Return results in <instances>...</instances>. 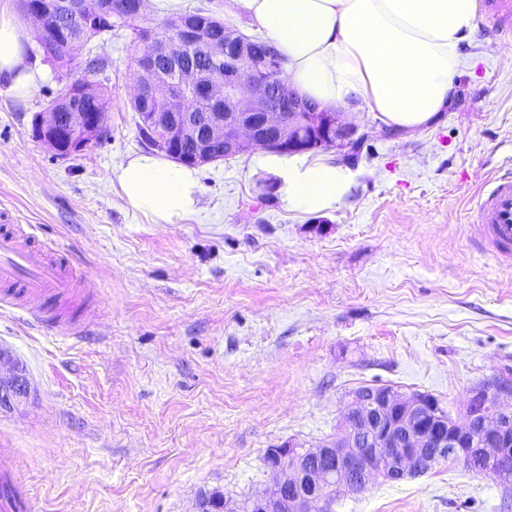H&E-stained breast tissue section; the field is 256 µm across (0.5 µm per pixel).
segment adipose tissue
I'll return each instance as SVG.
<instances>
[{"mask_svg":"<svg viewBox=\"0 0 512 512\" xmlns=\"http://www.w3.org/2000/svg\"><path fill=\"white\" fill-rule=\"evenodd\" d=\"M287 66L297 92L348 112L367 106L384 125L415 132L450 104L462 52L476 28V0H234ZM29 31L0 0V76L27 97L43 77L25 53ZM289 208L327 212L349 198L354 171L298 153L268 154ZM121 195L159 224L200 209L196 169L143 153L112 168Z\"/></svg>","mask_w":512,"mask_h":512,"instance_id":"adipose-tissue-1","label":"adipose tissue"}]
</instances>
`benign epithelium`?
Wrapping results in <instances>:
<instances>
[{"label": "benign epithelium", "mask_w": 512, "mask_h": 512, "mask_svg": "<svg viewBox=\"0 0 512 512\" xmlns=\"http://www.w3.org/2000/svg\"><path fill=\"white\" fill-rule=\"evenodd\" d=\"M109 7L106 0H30L28 18L41 32L46 13L55 8L88 26ZM198 40L190 20L179 22V36L173 39L152 33L145 37L133 94L146 103L165 104V111L151 113L149 120L156 144L189 143L194 161L206 162L220 143L232 158L255 150L308 153L328 146L346 156L359 140L370 137L344 112L306 99L284 79L261 86L235 30H224L222 41L204 40L206 58L231 70V77L221 81L209 71L182 67V54ZM234 45L238 52L233 56ZM159 59L169 61L171 68L157 69ZM198 102L207 104V111H195ZM105 130L103 112L48 111L37 113L32 134L55 154L62 140L77 154L86 140ZM29 392L22 369L0 374V410L24 400ZM511 399V388L488 383L468 396L464 421L441 427L421 397H403L390 389L369 397L355 395L344 413L342 435L331 444L302 451L290 445L268 452L272 483L250 500V512H323L324 492L333 485L351 495L363 491L372 478L397 482L443 462L465 464L468 455L463 449L476 441L489 468L512 455V419L502 411ZM365 440L374 444L371 455L360 448ZM310 453L322 464L305 469L302 463Z\"/></svg>", "instance_id": "1"}]
</instances>
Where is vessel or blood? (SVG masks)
<instances>
[{
    "instance_id": "vessel-or-blood-1",
    "label": "vessel or blood",
    "mask_w": 512,
    "mask_h": 512,
    "mask_svg": "<svg viewBox=\"0 0 512 512\" xmlns=\"http://www.w3.org/2000/svg\"><path fill=\"white\" fill-rule=\"evenodd\" d=\"M484 20L494 33L512 34V0H482ZM474 226L481 249L498 263L512 266V168L487 183ZM56 253L33 242L21 227H0V299L21 307L33 319L58 328L57 304L84 287Z\"/></svg>"
}]
</instances>
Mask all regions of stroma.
I'll return each instance as SVG.
<instances>
[{
	"instance_id": "1",
	"label": "stroma",
	"mask_w": 512,
	"mask_h": 512,
	"mask_svg": "<svg viewBox=\"0 0 512 512\" xmlns=\"http://www.w3.org/2000/svg\"><path fill=\"white\" fill-rule=\"evenodd\" d=\"M200 8L256 33L231 0H147L146 25ZM90 53L108 136L66 159L32 136L62 87L37 42L45 77L29 97L0 77V212L61 248L90 293L75 331L0 303V348L31 384L0 411V482L30 512H194L212 491L242 503L272 480L268 449L335 439L361 386L433 395L460 421L470 390L512 369V268L477 249L468 220L512 167V36L477 21L456 94L422 131L352 114L371 136L336 209L290 210L252 152L200 166L202 209L175 224L111 178L146 150L129 38ZM332 510L512 512V497L447 463Z\"/></svg>"
}]
</instances>
